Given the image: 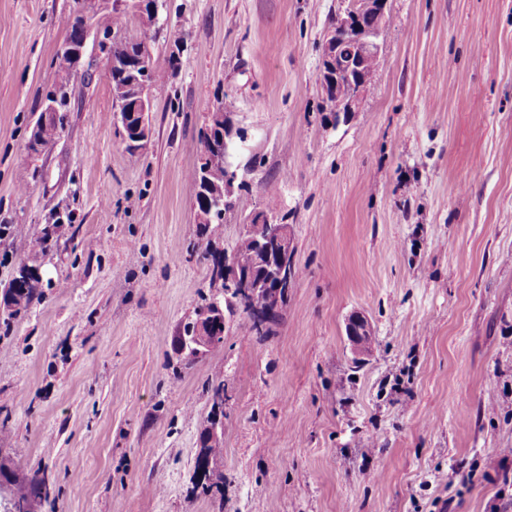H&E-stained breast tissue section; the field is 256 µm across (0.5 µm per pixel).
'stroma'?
<instances>
[{"instance_id": "35a3bbf8", "label": "stroma", "mask_w": 512, "mask_h": 512, "mask_svg": "<svg viewBox=\"0 0 512 512\" xmlns=\"http://www.w3.org/2000/svg\"><path fill=\"white\" fill-rule=\"evenodd\" d=\"M341 0H159L127 13L155 68L129 152L94 21L64 127L28 150L75 0H0V290L15 241L51 227L48 286L0 311V485L46 473L36 512H512V0H388L378 79L335 121L317 73ZM247 140V191L200 239L191 174L217 99ZM277 191L300 272L273 336L226 320L192 367L173 350ZM363 317L368 342L348 336ZM223 382L224 498L191 493L208 383ZM499 459L502 469L490 467ZM473 472L461 483L458 470Z\"/></svg>"}]
</instances>
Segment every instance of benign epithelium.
Listing matches in <instances>:
<instances>
[{"label":"benign epithelium","instance_id":"benign-epithelium-1","mask_svg":"<svg viewBox=\"0 0 512 512\" xmlns=\"http://www.w3.org/2000/svg\"><path fill=\"white\" fill-rule=\"evenodd\" d=\"M112 7L116 12L133 11L143 17L157 18L156 0H77V12L83 17V37L65 39L58 48L59 54L70 56L74 64L82 62L86 38L90 34L88 18L98 11ZM387 0H343L342 9L336 14L334 27L328 32L322 45V66L329 81L324 83V99L338 103L336 116L348 117L355 111L368 85L372 84L378 68L372 65L380 52V29L368 22L372 13L386 10ZM137 73L130 85L115 90V95L126 94L117 99L119 105L115 121L126 127L133 118H139L138 135L124 139L131 150L141 149L150 136L149 116L152 110L149 90L154 86L152 79L151 51L146 40H140L136 56ZM225 116L223 109L215 107L203 133L199 153V166L203 181L202 205L196 207V223L208 224L212 217L234 204L236 171L226 165V157L233 145L232 135L215 139V131L222 129ZM216 165L224 166V183L210 180L209 172ZM243 233L256 240V254L252 268L241 269L224 256L223 268L216 269L213 278L212 304L197 311L190 323L187 334L201 354H207L217 346L224 335L220 327L225 325L224 306L219 299L221 289L229 287L235 291L236 304L241 310L248 307L250 300L258 293L266 297L267 308L254 315V319L267 324L281 314L282 301L288 297L294 278V240L290 225L265 211L257 212L256 223L244 225Z\"/></svg>","mask_w":512,"mask_h":512}]
</instances>
